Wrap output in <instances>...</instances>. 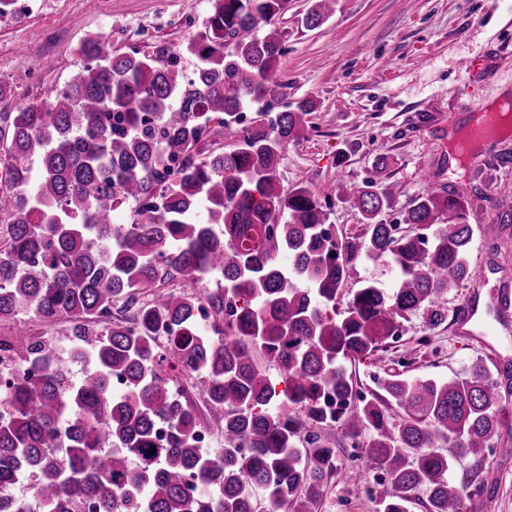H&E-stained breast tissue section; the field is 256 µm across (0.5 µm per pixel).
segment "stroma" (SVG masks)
I'll use <instances>...</instances> for the list:
<instances>
[{
  "mask_svg": "<svg viewBox=\"0 0 512 512\" xmlns=\"http://www.w3.org/2000/svg\"><path fill=\"white\" fill-rule=\"evenodd\" d=\"M311 0H289L279 20L286 53L275 74L286 84L285 105L310 99L315 109L305 138L283 153L284 189L305 184L331 203L329 221L346 236L363 231L361 214L340 202L342 187L378 179L394 204L383 219H402L408 203L428 187L468 197L473 228L497 222L512 210V164L496 167L512 149V134L471 137L472 107H493L512 94V0H336L318 28L303 25ZM210 0H38L25 19L0 16V80L14 87L0 111L48 99L83 59L81 43L99 38L112 48L150 52L184 49L200 30ZM475 64L464 73L459 64ZM389 159L377 172L378 157ZM499 252L474 235L468 260L471 278L441 301L446 319L431 325L420 312L376 359L357 364L353 377L366 396L382 395L394 375L439 381L465 379L483 363L512 403V310L467 308L497 291L512 293V224H500ZM391 286V270L364 261L351 270L337 300L344 311L363 281ZM339 441L337 470L324 487L321 512H377L387 482L371 462L372 431L344 438L341 424L325 427ZM497 478L466 498L464 512H512V428L503 429L481 459H450L448 477L462 482L477 471Z\"/></svg>",
  "mask_w": 512,
  "mask_h": 512,
  "instance_id": "stroma-1",
  "label": "stroma"
}]
</instances>
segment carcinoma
I'll return each mask as SVG.
<instances>
[{
    "label": "carcinoma",
    "mask_w": 512,
    "mask_h": 512,
    "mask_svg": "<svg viewBox=\"0 0 512 512\" xmlns=\"http://www.w3.org/2000/svg\"><path fill=\"white\" fill-rule=\"evenodd\" d=\"M211 2L184 50L114 53L88 38L84 63L52 98L0 112V322L15 323L0 351L16 366L0 374V512H259L254 488L278 510L318 512L336 472L319 430L336 422L351 439L373 432L369 455L390 477L380 512H410L420 487L426 512H448L488 482L450 481L435 451L445 443L477 458L495 447L503 410L488 368L386 380L396 423L381 399L352 401L346 364L420 311L445 321L438 300L469 280L466 201L429 189L404 208V231L381 219L390 188L367 180L344 197L365 231L339 235L328 201L280 183L283 151L309 131L313 101L238 128L241 112L285 96L275 66L289 0ZM334 3L312 0L304 25H322ZM215 120L235 148L205 155ZM130 203V221L113 223ZM361 260L384 262L396 279L388 289L364 282L339 313ZM210 272L222 275L217 293L204 288ZM165 280L175 289L164 299L141 298ZM27 316L67 323L79 380L29 334ZM259 356L285 376L284 393ZM174 361L224 433L214 455L196 445V414L169 392L162 365ZM23 472L36 488L21 497Z\"/></svg>",
    "instance_id": "1"
}]
</instances>
